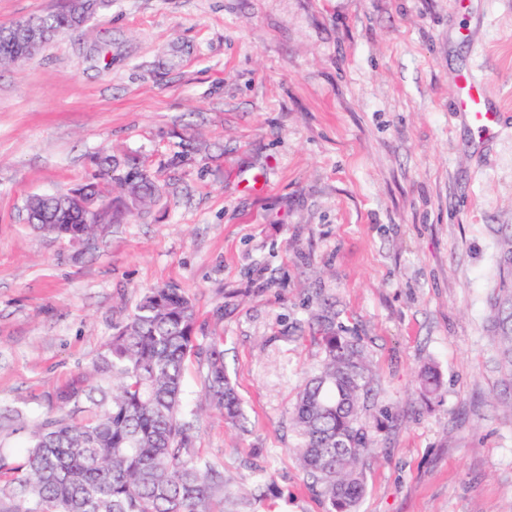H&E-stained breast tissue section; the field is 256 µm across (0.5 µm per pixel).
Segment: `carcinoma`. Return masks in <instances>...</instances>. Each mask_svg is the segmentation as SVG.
<instances>
[{"instance_id": "1", "label": "carcinoma", "mask_w": 512, "mask_h": 512, "mask_svg": "<svg viewBox=\"0 0 512 512\" xmlns=\"http://www.w3.org/2000/svg\"><path fill=\"white\" fill-rule=\"evenodd\" d=\"M83 4L75 14L39 16L45 39L85 26L104 0ZM114 180L123 194L143 200L160 192L134 165ZM27 211L30 223L71 242L118 221L124 207L120 200L105 203L92 224L69 194L54 193L31 196ZM317 323L324 359L293 408L294 453L330 512H356L376 447L361 420L373 372L360 339L336 331L330 309ZM196 324L195 305L180 289L145 292L92 368L57 394L59 408L74 409L42 420L22 457L0 454V501L12 503L6 512H224V474L192 451L193 422L182 411L187 360L205 362V399L226 425L241 427L244 414L223 350L198 343Z\"/></svg>"}]
</instances>
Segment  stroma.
Wrapping results in <instances>:
<instances>
[{
	"mask_svg": "<svg viewBox=\"0 0 512 512\" xmlns=\"http://www.w3.org/2000/svg\"><path fill=\"white\" fill-rule=\"evenodd\" d=\"M465 74L497 133L461 117ZM104 156L137 159L160 198L85 243L36 231L28 198ZM163 285L193 299L242 400L227 429L188 362L224 512L329 510L289 420L325 303L374 373L357 512H512V0H107L0 66L1 452ZM261 472L269 495L241 503Z\"/></svg>",
	"mask_w": 512,
	"mask_h": 512,
	"instance_id": "1",
	"label": "stroma"
}]
</instances>
